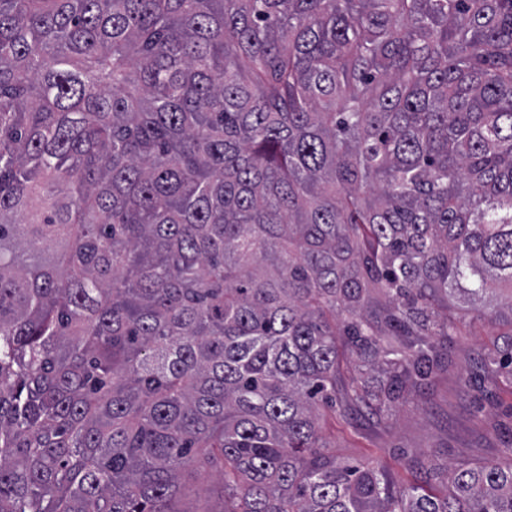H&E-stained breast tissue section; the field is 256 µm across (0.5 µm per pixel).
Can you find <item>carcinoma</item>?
Returning <instances> with one entry per match:
<instances>
[{
	"instance_id": "cac0c4a2",
	"label": "carcinoma",
	"mask_w": 512,
	"mask_h": 512,
	"mask_svg": "<svg viewBox=\"0 0 512 512\" xmlns=\"http://www.w3.org/2000/svg\"><path fill=\"white\" fill-rule=\"evenodd\" d=\"M466 317L512 384V0H0V512H512L321 431Z\"/></svg>"
}]
</instances>
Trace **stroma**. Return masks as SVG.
<instances>
[{"instance_id":"35a3bbf8","label":"stroma","mask_w":512,"mask_h":512,"mask_svg":"<svg viewBox=\"0 0 512 512\" xmlns=\"http://www.w3.org/2000/svg\"><path fill=\"white\" fill-rule=\"evenodd\" d=\"M491 341L486 327L466 324L455 339L447 370L414 402L401 406L393 421L380 424L357 412L329 424L325 434L337 460L373 461L390 476L409 481L413 475L404 463L412 456L453 465L498 457L504 442L512 440V384L494 388L460 379L461 370L472 368L474 354Z\"/></svg>"}]
</instances>
